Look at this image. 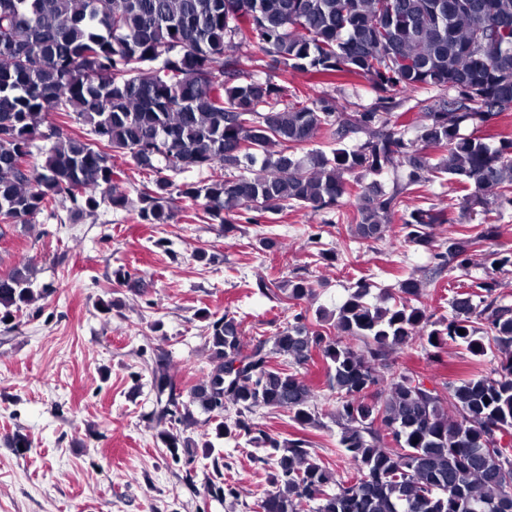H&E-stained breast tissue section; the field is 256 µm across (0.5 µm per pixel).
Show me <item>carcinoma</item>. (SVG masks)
Returning <instances> with one entry per match:
<instances>
[{
  "mask_svg": "<svg viewBox=\"0 0 512 512\" xmlns=\"http://www.w3.org/2000/svg\"><path fill=\"white\" fill-rule=\"evenodd\" d=\"M252 45L262 57L248 58L247 71L238 51ZM266 68L363 78L384 111L341 112L324 97L283 106L288 87L255 77ZM419 89L435 95L416 100L415 120L385 111ZM509 109L512 0H0V221L28 224L68 199L78 213L103 201L167 224L175 193L230 225L249 211L320 212L348 198L355 238L382 239L402 206L405 239L429 247L445 212L405 205L425 184L454 183L485 211L512 205V138L478 133ZM52 114L83 133L47 123ZM358 133L366 139L346 145ZM318 137L326 148L312 147ZM118 157L152 177L136 207L114 188ZM219 165L229 174L172 180ZM391 171L388 191L363 183ZM497 233L487 222L434 259L464 270L470 247ZM374 287L358 278L340 306L312 321L301 302L314 288L290 281L282 292L299 311L272 341L252 345L234 317L205 314L210 369L187 399L166 357L152 370L170 455L191 460L201 447L222 476L208 434L198 442L174 432L195 424L198 409L215 438L263 450L270 489L259 512H297L304 501L311 512H512V448L498 443L512 437V306L483 281L454 292L449 316L435 320L414 275L390 305L382 293L370 300ZM48 293L34 291L29 264L14 266L0 275V322ZM416 338L429 356L454 344L476 358L495 354L497 365L448 393L404 373L386 377L389 353ZM316 354L333 402L325 413L296 371ZM258 407L303 429L328 415L350 473L336 476L305 437L261 428Z\"/></svg>",
  "mask_w": 512,
  "mask_h": 512,
  "instance_id": "cac0c4a2",
  "label": "carcinoma"
}]
</instances>
